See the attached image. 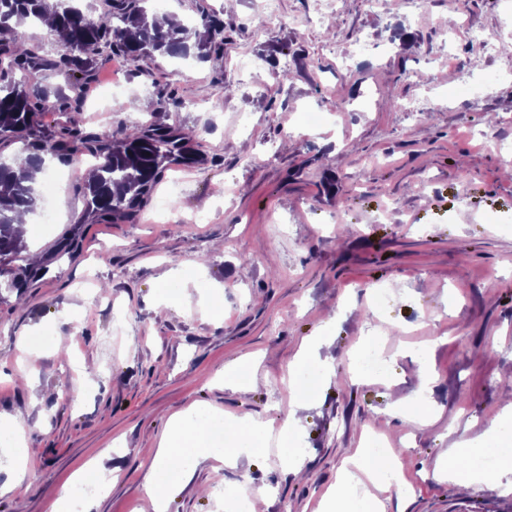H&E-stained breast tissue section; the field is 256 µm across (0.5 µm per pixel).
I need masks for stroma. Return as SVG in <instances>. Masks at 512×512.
Listing matches in <instances>:
<instances>
[{
    "instance_id": "1",
    "label": "stroma",
    "mask_w": 512,
    "mask_h": 512,
    "mask_svg": "<svg viewBox=\"0 0 512 512\" xmlns=\"http://www.w3.org/2000/svg\"><path fill=\"white\" fill-rule=\"evenodd\" d=\"M309 4L280 0L278 20L258 27L248 0H165L187 21L223 19V55L185 68L103 52L82 112L42 116L49 133L75 120L97 134L190 126L199 160L167 168L142 210L116 223L85 210L93 158L50 161L53 221L29 241L42 275L23 298L0 296V422H20L0 442V512H53L106 448L109 486L92 512H152L151 483L166 512H232L215 489L246 481L267 489L265 512H323L370 431L402 464L385 512H512V453L491 473L441 471L450 448L481 443L512 375V0H382L376 11L337 0L319 21ZM473 29L499 35L501 49ZM364 36L370 47L339 70ZM245 55L254 70H239ZM465 77L477 93L448 96ZM116 78L123 93L94 104ZM329 108L328 123L298 122ZM67 238L77 253L61 250ZM375 288L388 294L379 309ZM35 336L50 343L33 360ZM317 336L320 384L292 436L288 361ZM369 336L380 375L352 370ZM234 360L229 387L219 374ZM92 361L89 381L81 366ZM397 396L410 412L394 409ZM184 413L235 428L238 465L196 463L189 440L158 465V442Z\"/></svg>"
}]
</instances>
